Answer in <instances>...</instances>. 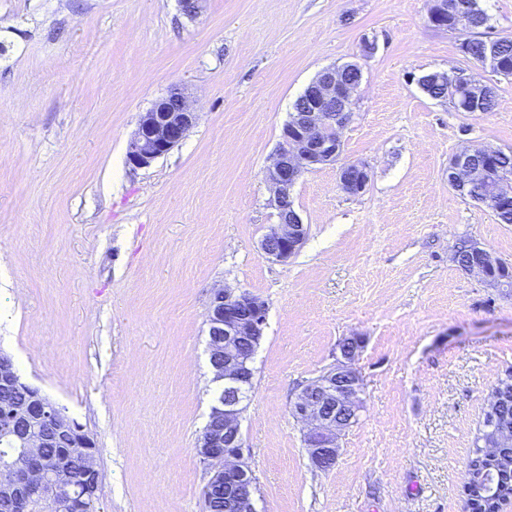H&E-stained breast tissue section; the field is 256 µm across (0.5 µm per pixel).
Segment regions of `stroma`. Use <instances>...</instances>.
I'll return each instance as SVG.
<instances>
[{
  "mask_svg": "<svg viewBox=\"0 0 512 512\" xmlns=\"http://www.w3.org/2000/svg\"><path fill=\"white\" fill-rule=\"evenodd\" d=\"M432 6L207 0L190 17L179 0H0V351L93 438L100 512H205L221 288L266 307L240 418L256 512H467L473 440L512 374V290L451 255L470 240L512 264V224L457 195L448 161L472 144L512 152V78L462 57ZM347 63L362 81L340 154L297 181L308 237L273 261L260 242L281 129L316 75ZM457 70L493 81L494 111L418 84ZM175 86L195 125L129 166L140 113ZM351 163L369 172L357 195L339 186ZM353 335L365 409L319 470L290 404Z\"/></svg>",
  "mask_w": 512,
  "mask_h": 512,
  "instance_id": "obj_1",
  "label": "stroma"
}]
</instances>
